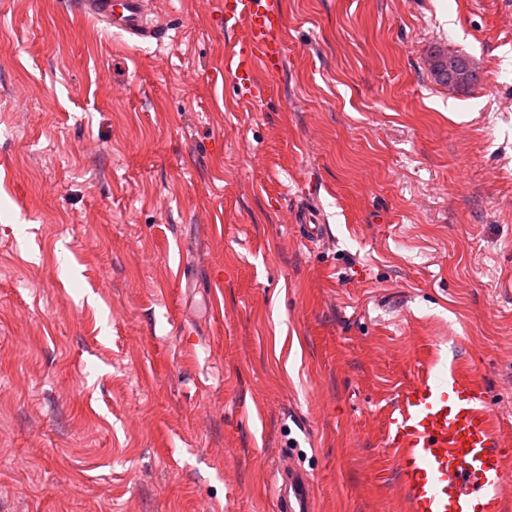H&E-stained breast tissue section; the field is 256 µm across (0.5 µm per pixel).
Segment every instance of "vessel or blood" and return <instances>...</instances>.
<instances>
[{"label":"vessel or blood","mask_w":512,"mask_h":512,"mask_svg":"<svg viewBox=\"0 0 512 512\" xmlns=\"http://www.w3.org/2000/svg\"><path fill=\"white\" fill-rule=\"evenodd\" d=\"M74 7L136 47L164 31L154 18L155 0H75ZM224 21L248 29L246 40L225 50V74L242 94L262 95L257 67L274 70L282 62L279 19L265 0H224ZM298 224L306 240L323 238L324 226L309 208L300 210ZM386 440L407 512H503L512 459L502 448L488 392L467 369L418 368L386 418ZM272 486L277 512H309L313 485L307 471L280 466Z\"/></svg>","instance_id":"vessel-or-blood-1"}]
</instances>
